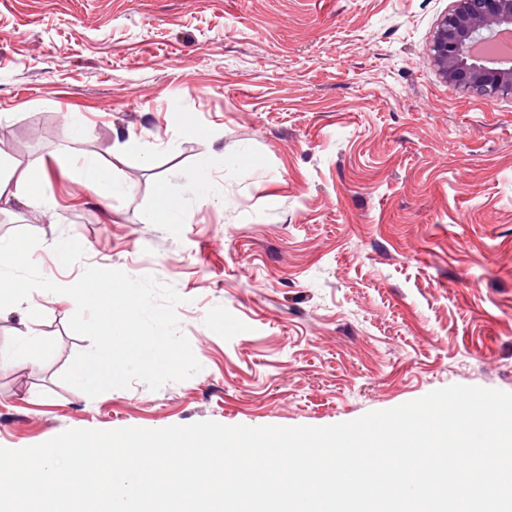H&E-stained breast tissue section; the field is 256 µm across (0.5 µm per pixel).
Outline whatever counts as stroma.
<instances>
[{"instance_id": "35a3bbf8", "label": "stroma", "mask_w": 512, "mask_h": 512, "mask_svg": "<svg viewBox=\"0 0 512 512\" xmlns=\"http://www.w3.org/2000/svg\"><path fill=\"white\" fill-rule=\"evenodd\" d=\"M452 0H0V206L47 278L172 285L201 369L89 397L61 294L0 315V447L72 428L327 426L512 392V98L446 81ZM82 128L70 136L67 119ZM41 156V171L19 163ZM127 191L101 199L85 160ZM190 218L152 224L161 187ZM50 242L69 245L59 263ZM24 195L27 197L31 208L38 212L47 207L48 201L46 195L31 191L27 181L21 177L15 181L13 188H10V181L0 179V203H8L11 198Z\"/></svg>"}]
</instances>
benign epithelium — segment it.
Listing matches in <instances>:
<instances>
[{
    "label": "benign epithelium",
    "instance_id": "1",
    "mask_svg": "<svg viewBox=\"0 0 512 512\" xmlns=\"http://www.w3.org/2000/svg\"><path fill=\"white\" fill-rule=\"evenodd\" d=\"M512 28V0H453L438 23L432 50L445 78L463 80L485 93H512V67L471 56L476 43Z\"/></svg>",
    "mask_w": 512,
    "mask_h": 512
}]
</instances>
